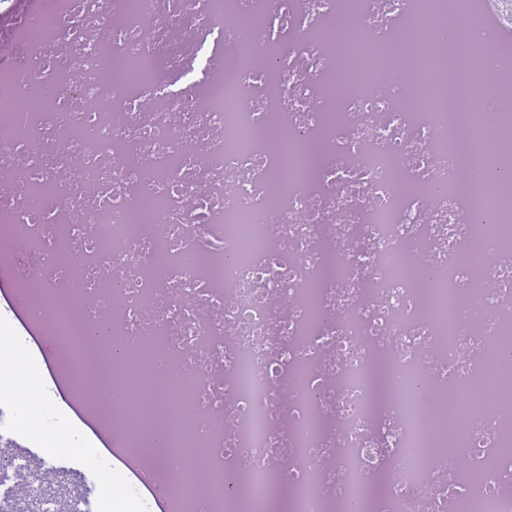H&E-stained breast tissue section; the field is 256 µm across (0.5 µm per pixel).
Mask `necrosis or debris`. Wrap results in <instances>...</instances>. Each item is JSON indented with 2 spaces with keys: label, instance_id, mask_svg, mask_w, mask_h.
I'll list each match as a JSON object with an SVG mask.
<instances>
[{
  "label": "necrosis or debris",
  "instance_id": "4bbe7bcc",
  "mask_svg": "<svg viewBox=\"0 0 512 512\" xmlns=\"http://www.w3.org/2000/svg\"><path fill=\"white\" fill-rule=\"evenodd\" d=\"M470 2L459 35L448 0H140L132 14L52 0L57 30L15 26L0 257L22 237L29 269L85 300L74 361L98 326L118 365L182 389L178 427L141 423L123 441L162 438L170 512H267L281 496L286 512H512V399L474 396L488 366L512 374V229L498 230L512 208L474 221L485 157L501 158L512 200V108L448 66L477 51L512 85V53ZM338 25L399 67L337 88ZM209 30L223 35L217 80L169 93ZM413 32L433 39L425 80L409 74ZM122 56L144 82L106 79ZM272 119L296 136L285 185ZM476 236L484 250L466 251Z\"/></svg>",
  "mask_w": 512,
  "mask_h": 512
}]
</instances>
